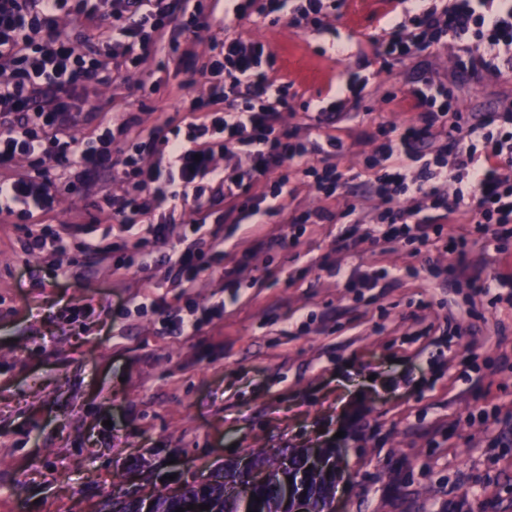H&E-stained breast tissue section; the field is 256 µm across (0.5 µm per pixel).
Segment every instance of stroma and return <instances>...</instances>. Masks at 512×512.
<instances>
[{"mask_svg":"<svg viewBox=\"0 0 512 512\" xmlns=\"http://www.w3.org/2000/svg\"><path fill=\"white\" fill-rule=\"evenodd\" d=\"M236 2L207 0L211 26L189 46L204 57L228 36L264 45L271 79L292 85L295 140L345 145L335 159L345 182L326 194L291 180L282 217L333 220L285 227L290 245L255 253L253 239L282 217L233 232L217 204L206 229L225 235L224 265L247 260L241 285L223 289L213 274L185 291L168 264L117 274L111 258L77 250L79 229L125 235L93 221L103 196L125 190L111 173L41 216L66 240L53 257L26 249L23 220L0 215V512H102L109 499L223 477L257 448L271 458L333 449V512H512V303L433 276L455 263L452 251L373 244L346 215L375 217V126L414 116L412 84L444 82L471 117L512 105V74H464L444 44L381 71L388 0H343L330 31L254 12L224 28ZM165 60L160 51L139 67L140 79L161 81L157 94L91 88L74 136L94 140L117 111L145 129L194 121L183 103L205 91ZM337 96L345 115L313 129L305 111ZM328 253L338 274L316 265ZM364 272L375 287H348ZM157 292L175 308L223 304L224 317L186 337L164 334L157 315L127 314Z\"/></svg>","mask_w":512,"mask_h":512,"instance_id":"obj_1","label":"stroma"}]
</instances>
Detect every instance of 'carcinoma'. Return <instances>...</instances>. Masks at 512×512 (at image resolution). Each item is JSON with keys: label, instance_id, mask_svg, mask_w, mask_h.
Wrapping results in <instances>:
<instances>
[{"label": "carcinoma", "instance_id": "cac0c4a2", "mask_svg": "<svg viewBox=\"0 0 512 512\" xmlns=\"http://www.w3.org/2000/svg\"><path fill=\"white\" fill-rule=\"evenodd\" d=\"M309 454L288 457V464L272 460L265 453L257 454L254 468L268 469L260 484L252 483L244 474L232 481H215L206 484H188L175 494L158 492L152 495L151 512H175L179 508L201 500L210 506L207 512H290L291 506L284 497L287 478L297 493H305L309 512H330L336 487V472L308 466ZM260 501H255V498Z\"/></svg>", "mask_w": 512, "mask_h": 512}]
</instances>
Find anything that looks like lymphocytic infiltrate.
Here are the masks:
<instances>
[{
	"label": "lymphocytic infiltrate",
	"mask_w": 512,
	"mask_h": 512,
	"mask_svg": "<svg viewBox=\"0 0 512 512\" xmlns=\"http://www.w3.org/2000/svg\"><path fill=\"white\" fill-rule=\"evenodd\" d=\"M402 17L386 33L380 54L389 61L415 49L442 43L457 45L462 71L503 75L512 72V0H449L425 6L424 0H396ZM259 15L274 16L300 27L326 28L330 13L324 0H264ZM190 18L177 23V15ZM84 22L92 42L78 44L67 31L66 17ZM210 15L204 0H0V171H13L20 159L29 167L0 180V213L28 218L25 243L45 250L60 243L33 218L52 210L53 191L83 192L98 171H112L129 191L107 199V218H119L128 240L100 246L81 241L80 251L107 250L114 271L145 272L157 262L160 246L181 226L179 248L168 256L174 283L194 287L203 274L221 269L224 285H240L239 267L223 266L224 241L206 236L199 216L219 202H228V224L240 225L259 210L281 213L286 180L270 182L285 170L310 187L332 192L342 179L334 160L344 151L330 137L311 162L307 147L295 141L284 114L289 108L290 83L271 81L260 43L240 38L225 41L218 52L192 62L193 81L207 88L206 98L193 99L202 110L197 121L181 127L172 123L147 131L131 116H120L115 129H103L85 144L69 133L83 111V93L96 84H128L142 59L157 49L184 61L191 51L181 37L187 27L207 28ZM418 112L417 124L400 129L380 126L375 149V193L383 210L379 224L365 236L376 242L406 240L418 245L440 242L442 225L432 213H462L470 227L454 249L453 272L475 294L486 295L506 285V278L485 277L470 260L473 245L488 237L492 226L512 223V107L471 120L451 111L443 82L425 81L406 92ZM223 110H216V103ZM210 111H203V104ZM438 131L446 144L425 157L424 135ZM158 154L152 165L144 153ZM399 166H391V159ZM452 186V197L441 189ZM416 205L404 207L405 198ZM191 207L196 221L178 224L175 212ZM166 327L180 336L199 335L223 307L201 314L172 310L164 298L149 304Z\"/></svg>",
	"instance_id": "obj_1"
}]
</instances>
